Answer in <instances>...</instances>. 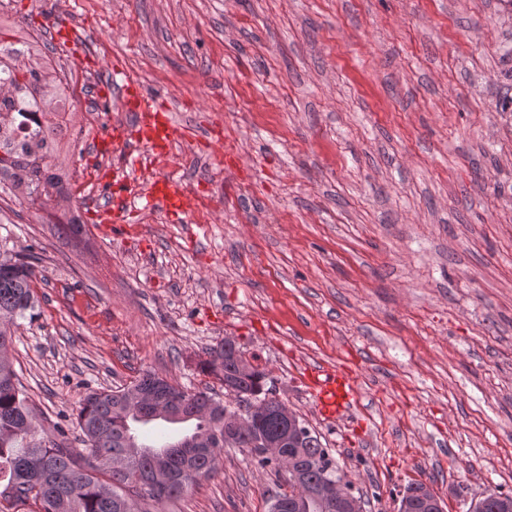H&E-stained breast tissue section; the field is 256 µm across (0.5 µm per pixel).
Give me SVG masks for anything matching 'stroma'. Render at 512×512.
I'll use <instances>...</instances> for the list:
<instances>
[{
	"label": "stroma",
	"mask_w": 512,
	"mask_h": 512,
	"mask_svg": "<svg viewBox=\"0 0 512 512\" xmlns=\"http://www.w3.org/2000/svg\"><path fill=\"white\" fill-rule=\"evenodd\" d=\"M54 0L0 17L50 37ZM80 35L56 61L103 106L71 147L86 188L0 213V256L36 254L35 308L9 357L38 434L78 447L86 393L150 371L224 395L207 350L235 339L274 398L307 420L364 512H396L409 483L444 512L512 493V8L502 0H71ZM137 81L172 110L177 154L207 218L136 214L103 231L99 130L131 123ZM240 159L224 164L225 148ZM76 216L80 232L44 223ZM357 383L342 419L314 408L305 368ZM222 449L216 476L157 512H268L283 478Z\"/></svg>",
	"instance_id": "35a3bbf8"
}]
</instances>
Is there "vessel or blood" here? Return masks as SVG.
I'll list each match as a JSON object with an SVG mask.
<instances>
[{
  "instance_id": "vessel-or-blood-1",
  "label": "vessel or blood",
  "mask_w": 512,
  "mask_h": 512,
  "mask_svg": "<svg viewBox=\"0 0 512 512\" xmlns=\"http://www.w3.org/2000/svg\"><path fill=\"white\" fill-rule=\"evenodd\" d=\"M122 107L135 113L138 122L127 127L113 125L108 134L110 146H117L127 140H135L155 154L170 151L177 135L169 110L153 95L138 84L130 82L124 88ZM187 196L182 182L172 175L158 176L143 196L142 208L159 211L169 218H181L186 213ZM130 214L125 197L113 199L111 206L94 213V219L102 230H111L113 225L126 223ZM308 389L317 410L330 418H340L357 399V386L351 374L335 366H317L306 374Z\"/></svg>"
}]
</instances>
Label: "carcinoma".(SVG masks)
<instances>
[{
    "mask_svg": "<svg viewBox=\"0 0 512 512\" xmlns=\"http://www.w3.org/2000/svg\"><path fill=\"white\" fill-rule=\"evenodd\" d=\"M50 47L30 39L22 28L0 22V82L30 95L46 112L34 135L23 144L0 139V182L22 193L31 205H46L64 193L69 172L56 162L58 135L69 111L68 82L52 62ZM34 271L30 263L0 258V492L4 500L32 502L36 512H151L147 505L178 498L217 470L218 450L229 431L225 417L235 416L245 402L265 409L253 436L278 438L288 465L251 446L250 435L236 439L260 468L288 475L289 490L270 498L269 512H336L330 503L311 495L328 481L353 493L352 481L341 474L336 459L310 428L288 435L273 416L281 401L268 397L267 373L245 359L224 354V344L209 349L203 370L234 387L226 401L207 391L192 392L178 383L147 373L130 386L92 391L79 404L76 424L83 448H62L37 438L34 410L11 362L16 317L34 307ZM183 424L184 440L168 443L147 455L133 424L153 420ZM165 469L167 483H154ZM512 495L488 490L470 512H505Z\"/></svg>",
    "mask_w": 512,
    "mask_h": 512,
    "instance_id": "1",
    "label": "carcinoma"
}]
</instances>
